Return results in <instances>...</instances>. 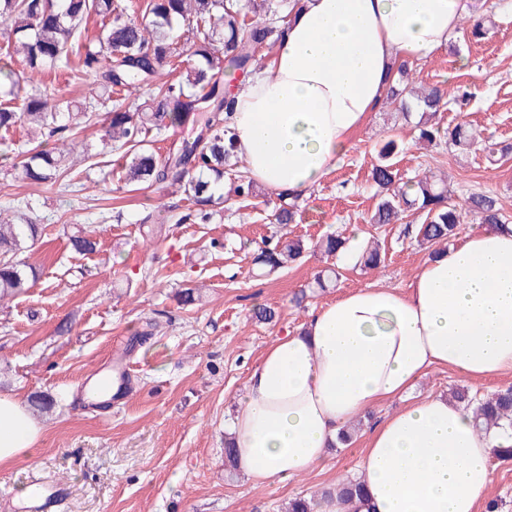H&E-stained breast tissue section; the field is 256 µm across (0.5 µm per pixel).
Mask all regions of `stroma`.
<instances>
[{
  "label": "stroma",
  "instance_id": "1",
  "mask_svg": "<svg viewBox=\"0 0 512 512\" xmlns=\"http://www.w3.org/2000/svg\"><path fill=\"white\" fill-rule=\"evenodd\" d=\"M472 12L495 26L479 41L455 38L449 48L414 64L416 81L439 87L451 98L439 113L441 126L466 121L512 143V0H473ZM51 99L81 101L95 89L93 76L73 81L60 70L42 77ZM467 89L466 104L453 100ZM396 128L406 148L396 159L401 178L445 166L455 198L493 190L512 221V154L489 163L484 154L414 146V131L397 114L372 113L355 136L356 148L298 202L296 223H270L267 208L220 200L204 224L182 193L164 183L126 184L122 161L106 156L96 168L77 161L84 186L78 196L36 187L13 170L11 145L0 144V217L28 201L46 231L26 255L38 278L27 293L0 301V395L49 399L38 418L44 434L32 456L0 463V512H21L32 474L67 490L60 512H285L297 496L329 489L357 472L361 443L335 448L323 468L284 483L258 486L240 471L224 468V433L240 404L251 368L277 338L299 331L310 311L350 290L377 282L407 289L429 258L428 249L405 236L399 224L374 228L366 218L379 198L370 180L376 145ZM172 225V236L155 245L143 239L145 215ZM96 230L98 246L77 253L64 225ZM317 242L331 232L348 239L378 237L386 260L367 272L342 264L329 287L314 285L327 260L307 256L273 281L250 277L251 256L265 238ZM201 287L190 305L176 292ZM306 292L301 307L296 293ZM274 308L272 323L253 310ZM158 317L161 327L148 344L133 334ZM123 359L131 388L106 409L82 398V381L111 361ZM479 394L512 387V375L473 381L435 369L418 382L413 397L447 395L455 388Z\"/></svg>",
  "mask_w": 512,
  "mask_h": 512
}]
</instances>
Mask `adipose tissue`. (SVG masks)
Instances as JSON below:
<instances>
[{
    "label": "adipose tissue",
    "instance_id": "ef3b65f1",
    "mask_svg": "<svg viewBox=\"0 0 512 512\" xmlns=\"http://www.w3.org/2000/svg\"><path fill=\"white\" fill-rule=\"evenodd\" d=\"M469 12V0H303L269 70L233 91L229 128L252 181L307 197L352 150L398 67L463 36ZM439 367L512 374L511 224L481 226L428 259L407 292L366 285L278 338L230 422L237 465L258 485L306 475L343 428ZM42 432L22 399L0 396V463ZM511 445L512 428L480 432L453 399H417L370 430L357 467L366 496L334 512H479L491 452Z\"/></svg>",
    "mask_w": 512,
    "mask_h": 512
}]
</instances>
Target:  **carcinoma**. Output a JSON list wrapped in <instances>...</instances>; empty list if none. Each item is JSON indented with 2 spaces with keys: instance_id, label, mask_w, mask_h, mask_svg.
Masks as SVG:
<instances>
[{
  "instance_id": "1",
  "label": "carcinoma",
  "mask_w": 512,
  "mask_h": 512,
  "mask_svg": "<svg viewBox=\"0 0 512 512\" xmlns=\"http://www.w3.org/2000/svg\"><path fill=\"white\" fill-rule=\"evenodd\" d=\"M142 18L130 14L124 0H0V20L14 24L21 44L24 68L0 66V136L5 138L18 125L27 126V140L15 148V167L34 186L58 185L67 191L76 186L69 155L76 149L81 123L93 120L96 112L108 110L110 123L102 138L100 154L118 153L126 160L124 180L137 183L167 182L177 185L203 222L212 217L210 207L224 175L232 177L235 196L258 199L269 205L270 193L258 194L254 182L235 170L236 157L228 122L234 100L225 83L244 77L262 59L260 52L272 50L282 38L279 5L272 0H140ZM102 21L97 38L84 37L83 22L90 16ZM178 74V80L160 82L164 67ZM46 69H73L94 75L98 93L79 105L69 100L49 102L37 86H25L26 73ZM148 87V98L132 110L125 105V92ZM447 101L436 87L416 90L409 67L399 71L397 84L390 86L383 107L408 120L420 113L414 128L416 144L446 145L459 151L482 150L495 161L504 152L484 132L467 123L446 129L432 122L444 111ZM191 123L187 137L162 158L145 149L146 142L171 127ZM400 151L391 133L378 149V162L370 178L377 186L380 202L366 220L374 226L401 224L405 213L419 211L424 221L415 228L405 225L404 233L415 235L422 244L442 245L455 238L467 217L481 224L505 225L498 198L488 192L470 193L463 201L451 197L448 175L431 170L401 182L393 157ZM282 201L272 211L275 224H293L297 204ZM31 203L21 211L22 223L0 222V297L17 296L31 287L36 271L19 255L33 247L45 225L32 218ZM69 240L78 252L96 249V231L78 225ZM347 239L329 233L315 244L297 239L270 237L253 254V270L260 277H272L286 264L317 249L328 256H340ZM382 249L375 241L361 249L358 265L365 271L380 268ZM457 400L471 408L476 425L488 432L506 422L512 427V388L482 397L468 390L453 391ZM363 494V484L354 476L341 480L336 491L325 490L321 499L351 502ZM319 499V500H321ZM319 500L295 497L286 512H313Z\"/></svg>"
}]
</instances>
